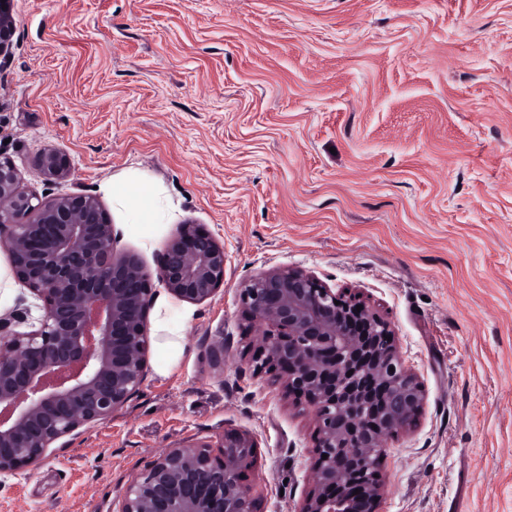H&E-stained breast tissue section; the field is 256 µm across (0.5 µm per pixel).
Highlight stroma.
Segmentation results:
<instances>
[{
  "label": "stroma",
  "instance_id": "obj_1",
  "mask_svg": "<svg viewBox=\"0 0 512 512\" xmlns=\"http://www.w3.org/2000/svg\"><path fill=\"white\" fill-rule=\"evenodd\" d=\"M0 156L36 195L153 186L224 245L169 375L148 352L112 418L0 475V512H117L164 449L258 441L259 512L311 488V413L253 371L241 285L272 267L350 288L423 379L385 442L381 512H512V0H13ZM65 152L69 175L37 159ZM116 249L155 268L121 206ZM224 342V364L208 347ZM38 164L43 174L51 180L67 176L71 169L67 155L56 149L43 151L38 158Z\"/></svg>",
  "mask_w": 512,
  "mask_h": 512
}]
</instances>
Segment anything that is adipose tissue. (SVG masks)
<instances>
[{
  "mask_svg": "<svg viewBox=\"0 0 512 512\" xmlns=\"http://www.w3.org/2000/svg\"><path fill=\"white\" fill-rule=\"evenodd\" d=\"M101 192L121 205L130 223L140 225L145 245L156 241L153 226L165 218L166 213L155 190L147 185H135L129 180H110L100 187ZM192 310L179 306L169 298H161L157 304L156 330L161 358L158 370L169 374L176 366L182 343L183 323L189 321Z\"/></svg>",
  "mask_w": 512,
  "mask_h": 512,
  "instance_id": "ef3b65f1",
  "label": "adipose tissue"
}]
</instances>
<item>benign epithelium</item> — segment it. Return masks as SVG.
I'll return each mask as SVG.
<instances>
[{
	"instance_id": "obj_1",
	"label": "benign epithelium",
	"mask_w": 512,
	"mask_h": 512,
	"mask_svg": "<svg viewBox=\"0 0 512 512\" xmlns=\"http://www.w3.org/2000/svg\"><path fill=\"white\" fill-rule=\"evenodd\" d=\"M13 27L11 0H0V54ZM38 164L51 180L71 169L56 149ZM0 234L14 277L42 309L38 327L23 333L0 317V473L7 474L39 466L56 442L124 407L146 375L154 283L180 301L211 299L224 284V244L181 224L152 272L114 250V225L97 197H39L2 159ZM239 304L258 331L254 371L273 374L313 414L312 488L297 512H381L379 469L359 476L355 463L382 457L387 437L413 429L427 397L388 320L359 294L292 267L257 274L239 289ZM255 448L241 431L224 433L217 457L206 445L168 448L131 477L118 512H258L242 475Z\"/></svg>"
}]
</instances>
